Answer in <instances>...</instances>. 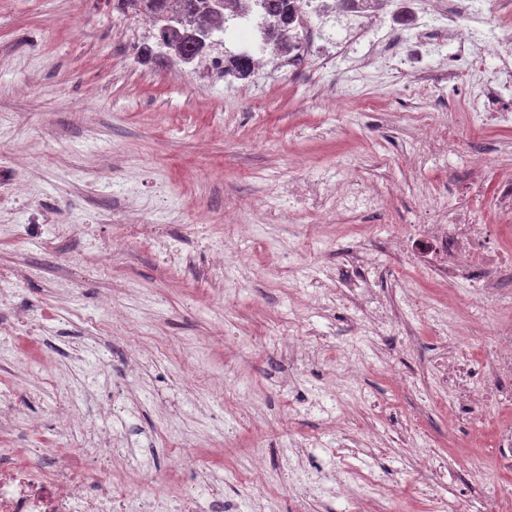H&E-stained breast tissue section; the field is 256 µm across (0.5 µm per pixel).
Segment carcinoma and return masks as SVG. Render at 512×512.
Listing matches in <instances>:
<instances>
[{"instance_id": "1", "label": "carcinoma", "mask_w": 512, "mask_h": 512, "mask_svg": "<svg viewBox=\"0 0 512 512\" xmlns=\"http://www.w3.org/2000/svg\"><path fill=\"white\" fill-rule=\"evenodd\" d=\"M122 9L148 15L158 22L156 39L161 47L170 49L180 60L188 62L214 43V32L224 29V9L232 0H117ZM263 24L272 26V19L285 23L288 0H264Z\"/></svg>"}]
</instances>
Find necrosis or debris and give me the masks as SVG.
I'll return each instance as SVG.
<instances>
[{
  "label": "necrosis or debris",
  "instance_id": "necrosis-or-debris-1",
  "mask_svg": "<svg viewBox=\"0 0 512 512\" xmlns=\"http://www.w3.org/2000/svg\"><path fill=\"white\" fill-rule=\"evenodd\" d=\"M423 0H289L288 52L291 70L304 71L314 56L328 63L347 62L358 72L387 67L401 74L422 73V64L436 59L448 64L449 86L463 90L469 113L465 119L436 110L417 119L411 152L426 160L454 158V178L445 190L430 191L431 205L399 225L389 250L399 263L432 272L443 285L466 278L483 311L494 314L512 305V250L500 242V224L487 223L486 210L502 220L512 218V166L490 163L478 151L459 154L462 136L479 138L490 125L512 128V36L490 24V17L512 19V0H448L443 13H431ZM233 47L205 59L207 73L237 80L234 60L241 55L261 60L279 37L263 25L259 15L231 20ZM404 39L403 56L389 52L391 42ZM498 43L494 65H487L478 49ZM24 201L27 221L12 230L25 237L43 255L56 256L61 238L78 239L81 250L102 253L101 238L91 224H52L48 212L30 200L29 189L14 168L0 166V202L14 209ZM379 195L359 176H349L336 187L332 211L337 217L377 211ZM140 240L162 264L181 266L199 277L206 265L184 260L178 239L161 224H117L113 243ZM375 267L360 257L353 285L363 291V310L372 330L393 327L387 304L370 288ZM487 348L488 371L471 373L467 365L471 345ZM446 378L442 392L448 410L473 416L485 404L512 398V323L500 322L489 335L472 344L456 346L450 361L441 365ZM69 427H61L47 451L49 468L32 464L37 448H0V512H126L120 488L112 482V445L73 447Z\"/></svg>",
  "mask_w": 512,
  "mask_h": 512
}]
</instances>
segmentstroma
<instances>
[{
	"instance_id": "obj_1",
	"label": "stroma",
	"mask_w": 512,
	"mask_h": 512,
	"mask_svg": "<svg viewBox=\"0 0 512 512\" xmlns=\"http://www.w3.org/2000/svg\"><path fill=\"white\" fill-rule=\"evenodd\" d=\"M150 33L112 0H0V164L11 163L60 224L100 214L115 224H166L186 252L223 246L222 300L212 284L164 268L138 242L102 264L86 254L76 292L62 270L74 243L46 259L10 225L22 211L0 214V263L24 279L0 320L51 299L55 317L40 336L0 335V377L17 383V421L0 429V448H29L52 438L58 410L74 417L76 443L89 433L84 416L112 435V473L129 482L131 508L155 486L130 469L147 463L159 476L192 485L189 503L169 512H210L213 492L237 512H347L344 497L319 483L386 488L385 512H438L441 500L466 497L491 512L512 495V472L468 468L488 443L471 441L476 419L449 420L435 403V362L448 345L426 313L402 300L404 286L436 300L430 278L400 270L373 280L403 329L363 334L355 307L323 316L307 304L340 257L364 232L390 237L400 217L433 184L447 182L443 161L409 167L408 112L462 105L446 64L430 74L426 97H409L410 81L385 70L350 85L345 70L313 61L305 77L277 64L233 86L206 79L171 59L140 62L136 46ZM387 187L377 217L352 214L344 226L320 222L311 204L288 189L310 180L329 186L349 174ZM249 252L235 265L234 252ZM310 321L327 343L363 364L353 390L336 382L322 351L292 359L280 332ZM224 381L223 398L183 381L186 371ZM52 372L59 388L39 387L29 372ZM352 415L363 439L345 454L313 449L315 467L298 468L292 450L320 433V404ZM265 434L269 489L242 481L250 467V431ZM177 435L187 452L214 456L207 485L180 470L167 447Z\"/></svg>"
}]
</instances>
